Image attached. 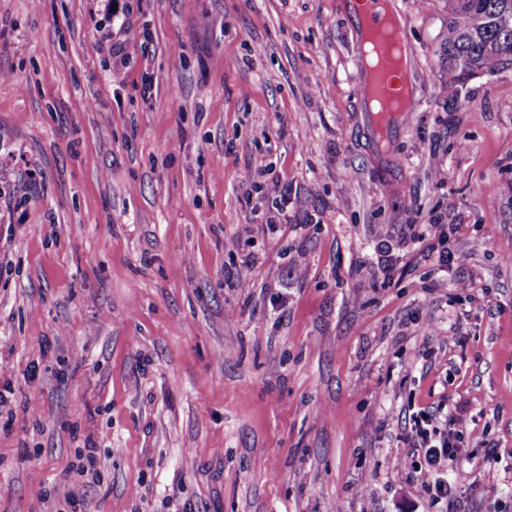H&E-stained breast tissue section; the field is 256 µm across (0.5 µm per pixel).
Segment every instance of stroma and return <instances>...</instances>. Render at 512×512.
<instances>
[{
    "mask_svg": "<svg viewBox=\"0 0 512 512\" xmlns=\"http://www.w3.org/2000/svg\"><path fill=\"white\" fill-rule=\"evenodd\" d=\"M393 2L384 168L343 0H0V512H424L445 403L512 512V68L449 101L448 0ZM360 45L355 57L356 66L362 71V77L356 82L355 93L362 104L365 112V119L371 129L374 138L381 142L392 132L400 130L402 118L407 115L405 112H414L418 103V93L414 87V95L409 94L406 99L405 108L402 112L370 110L376 98H390L396 94L398 89L402 90L403 74L397 69L392 59H384L381 65V74L377 80L367 77L363 64L359 62ZM400 90V92H401ZM453 410L446 404L432 411L409 409L410 432L403 453L407 479L419 486L431 507L445 504L437 512L460 511L458 486L449 479V474L466 450L462 448L461 432L452 428Z\"/></svg>",
    "mask_w": 512,
    "mask_h": 512,
    "instance_id": "1",
    "label": "stroma"
}]
</instances>
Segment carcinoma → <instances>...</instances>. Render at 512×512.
<instances>
[{"instance_id": "1", "label": "carcinoma", "mask_w": 512, "mask_h": 512, "mask_svg": "<svg viewBox=\"0 0 512 512\" xmlns=\"http://www.w3.org/2000/svg\"><path fill=\"white\" fill-rule=\"evenodd\" d=\"M505 0H449L448 98L456 100L477 74L494 75L512 65V21L503 16Z\"/></svg>"}]
</instances>
